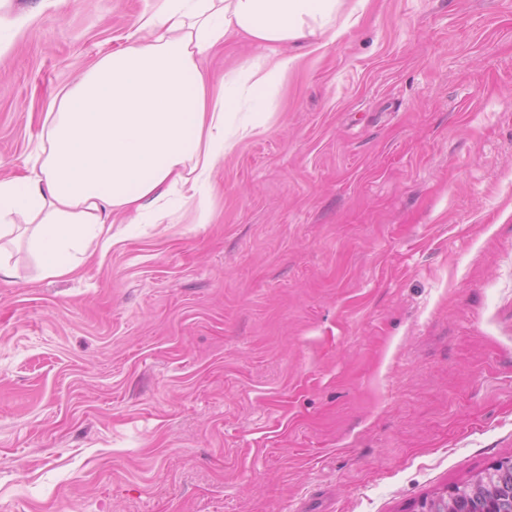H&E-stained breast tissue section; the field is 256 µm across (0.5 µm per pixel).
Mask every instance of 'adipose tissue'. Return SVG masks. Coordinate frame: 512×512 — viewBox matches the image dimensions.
Wrapping results in <instances>:
<instances>
[{
    "instance_id": "1",
    "label": "adipose tissue",
    "mask_w": 512,
    "mask_h": 512,
    "mask_svg": "<svg viewBox=\"0 0 512 512\" xmlns=\"http://www.w3.org/2000/svg\"><path fill=\"white\" fill-rule=\"evenodd\" d=\"M357 21L345 0H155L50 103L25 173L0 179V239L26 234L41 274L63 276L125 225L191 207L208 219L216 168L288 71L273 49L329 44ZM234 35L259 52L214 82L203 61Z\"/></svg>"
}]
</instances>
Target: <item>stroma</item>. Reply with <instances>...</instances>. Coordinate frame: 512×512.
Returning <instances> with one entry per match:
<instances>
[{
    "label": "stroma",
    "mask_w": 512,
    "mask_h": 512,
    "mask_svg": "<svg viewBox=\"0 0 512 512\" xmlns=\"http://www.w3.org/2000/svg\"><path fill=\"white\" fill-rule=\"evenodd\" d=\"M152 4L0 6V177ZM358 15L299 47L209 223L61 277L7 244L0 512H413L512 457V0Z\"/></svg>",
    "instance_id": "1"
}]
</instances>
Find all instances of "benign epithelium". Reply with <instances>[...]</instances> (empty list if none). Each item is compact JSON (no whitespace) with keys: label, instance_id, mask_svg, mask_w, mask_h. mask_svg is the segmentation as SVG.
Wrapping results in <instances>:
<instances>
[{"label":"benign epithelium","instance_id":"benign-epithelium-1","mask_svg":"<svg viewBox=\"0 0 512 512\" xmlns=\"http://www.w3.org/2000/svg\"><path fill=\"white\" fill-rule=\"evenodd\" d=\"M474 494L459 496L451 489L418 502L414 512H512V460L503 468H491L473 482Z\"/></svg>","mask_w":512,"mask_h":512}]
</instances>
